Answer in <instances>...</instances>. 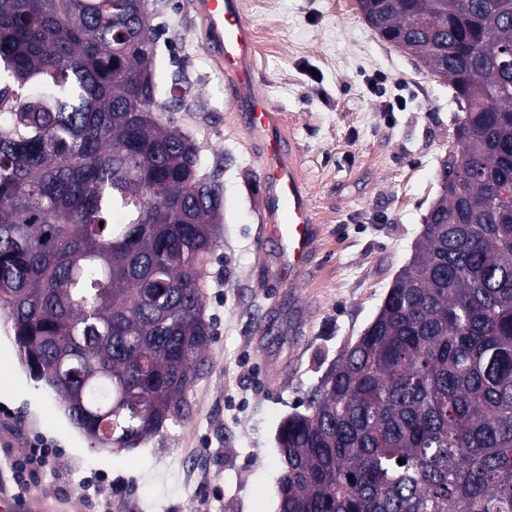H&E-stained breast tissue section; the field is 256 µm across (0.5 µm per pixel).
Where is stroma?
Here are the masks:
<instances>
[{
	"mask_svg": "<svg viewBox=\"0 0 512 512\" xmlns=\"http://www.w3.org/2000/svg\"><path fill=\"white\" fill-rule=\"evenodd\" d=\"M255 42L256 88L286 116L322 228L309 276L279 278L260 250L268 186L261 160L208 55L191 0H153V62L180 102L159 113L189 134L203 175L222 189L217 250L203 278L213 340L208 370L190 394L191 415L135 448L101 450L55 395L22 366L0 327V460L51 443L63 475L27 474L34 493L87 512L86 490H118L112 512H277L276 432L306 413L307 393L377 315L408 264L437 195L438 161L454 144L457 114L447 84L366 23L356 0H240ZM384 73L403 110L382 111L370 78ZM277 389L266 377L284 359ZM196 466L185 483L183 465Z\"/></svg>",
	"mask_w": 512,
	"mask_h": 512,
	"instance_id": "obj_1",
	"label": "stroma"
}]
</instances>
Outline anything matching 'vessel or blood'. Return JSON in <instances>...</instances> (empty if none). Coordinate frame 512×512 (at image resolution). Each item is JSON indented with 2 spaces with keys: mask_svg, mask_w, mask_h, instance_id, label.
<instances>
[{
  "mask_svg": "<svg viewBox=\"0 0 512 512\" xmlns=\"http://www.w3.org/2000/svg\"><path fill=\"white\" fill-rule=\"evenodd\" d=\"M203 24L208 54L231 84L236 111L242 112L263 161L262 176L269 186L263 210L261 247L277 249V272L295 283L314 259L319 226L300 177V160L282 134V115L255 92L253 41L238 0H193Z\"/></svg>",
  "mask_w": 512,
  "mask_h": 512,
  "instance_id": "obj_1",
  "label": "vessel or blood"
}]
</instances>
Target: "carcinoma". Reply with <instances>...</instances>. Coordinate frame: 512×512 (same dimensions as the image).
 <instances>
[{"mask_svg": "<svg viewBox=\"0 0 512 512\" xmlns=\"http://www.w3.org/2000/svg\"><path fill=\"white\" fill-rule=\"evenodd\" d=\"M357 3L450 76L480 173L456 192L439 162L412 260L280 424V512H512V10ZM147 4L0 0V313L78 429L112 424L102 448L188 419L213 339L201 288L220 207L195 142L157 120Z\"/></svg>", "mask_w": 512, "mask_h": 512, "instance_id": "obj_1", "label": "carcinoma"}]
</instances>
